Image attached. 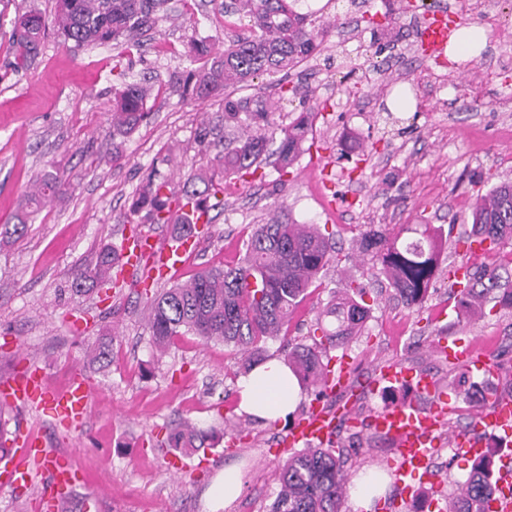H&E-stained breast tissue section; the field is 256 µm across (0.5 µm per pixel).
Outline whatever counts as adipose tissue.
Wrapping results in <instances>:
<instances>
[{
    "label": "adipose tissue",
    "instance_id": "ef3b65f1",
    "mask_svg": "<svg viewBox=\"0 0 512 512\" xmlns=\"http://www.w3.org/2000/svg\"><path fill=\"white\" fill-rule=\"evenodd\" d=\"M298 399L296 378L283 359L273 357L244 378L239 408L258 419L275 421L286 417Z\"/></svg>",
    "mask_w": 512,
    "mask_h": 512
}]
</instances>
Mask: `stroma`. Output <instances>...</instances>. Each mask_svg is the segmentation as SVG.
<instances>
[{
	"label": "stroma",
	"instance_id": "stroma-1",
	"mask_svg": "<svg viewBox=\"0 0 512 512\" xmlns=\"http://www.w3.org/2000/svg\"><path fill=\"white\" fill-rule=\"evenodd\" d=\"M474 0H444L464 26L484 29L488 41L468 70L445 58L437 63L415 46L407 0H298L296 8L326 22L321 51L291 71L289 82L310 100L285 96L277 127L304 106L317 108L314 144L289 174L274 164L255 176L221 179L213 222L193 255L160 287L208 268L235 265L256 225L274 214L332 232L343 260L329 266L322 284L295 312L289 336L309 342L316 318L346 274L362 281L371 314L361 335L330 349L352 365L356 381L381 362L400 361L433 373L446 386L452 428H465L473 410L471 385L482 374L437 358L436 336H460L489 345L501 371L492 391L512 398V309L467 318L451 295L448 265L491 267L493 254H472L464 244L477 196L512 179V32L495 16L474 10ZM33 9L52 17L55 0H0V226L14 223L37 174L63 177L66 192L27 218L24 237L0 243V379L26 365L45 370L66 387L81 373L93 387L91 413L77 429L53 428L48 417L16 408L0 411L8 430L43 434L56 452L71 455L85 480L61 512H212L206 490L225 468L239 467L240 496L223 512H268L279 484L270 454L289 421H261L240 412L244 373L223 343L173 337L157 353L147 326L152 290L125 288L102 298L76 294L78 269L95 265L100 250L119 245L129 229L166 238L130 205L152 170L181 193L187 177L213 173L224 151V104L183 92L195 64L192 42L223 47L247 32V21L225 12L224 0H166L159 25L135 45L86 48L47 33L39 56L22 72L13 67L12 22ZM150 78V119L112 159V98L124 83ZM418 85L419 96L409 92ZM417 224L450 227L429 296L414 311L391 299L386 281L362 266L356 241L369 229L396 234ZM112 331L114 361L90 362L101 329ZM214 431L212 444L176 452L161 441L173 429ZM235 430L236 450L226 448ZM359 433L346 449L349 479L390 473L392 452L379 436L345 425L341 438ZM185 466L171 472L173 459ZM471 459L443 448L435 462L438 488L418 501L441 499L465 480Z\"/></svg>",
	"mask_w": 512,
	"mask_h": 512
}]
</instances>
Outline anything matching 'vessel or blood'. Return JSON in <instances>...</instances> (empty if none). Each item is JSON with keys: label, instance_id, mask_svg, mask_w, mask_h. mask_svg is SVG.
I'll return each instance as SVG.
<instances>
[{"label": "vessel or blood", "instance_id": "vessel-or-blood-1", "mask_svg": "<svg viewBox=\"0 0 512 512\" xmlns=\"http://www.w3.org/2000/svg\"><path fill=\"white\" fill-rule=\"evenodd\" d=\"M459 25V17L454 12L438 9L428 14L416 31L417 42L425 55L439 59L442 46L452 39ZM195 247L191 236L173 237L163 242L143 236L123 239L115 276L128 286L147 287L153 276L178 270ZM434 351L469 370L487 376L497 373L490 355L478 345H464L455 339L441 340L435 343ZM350 376L346 360H331L321 382L323 398L312 401L279 438L274 457H282L295 448L335 445L341 419L349 408L329 405L328 400L352 390ZM382 386L406 387L411 392L409 399L375 410L368 421L370 430L390 442L395 456L392 477L396 493L386 503L388 512H400L402 505L410 502L423 486L436 485L434 464L443 445L476 458L484 455L489 438H497L507 446L512 444L511 398L492 396L489 403L475 413L471 428L455 433L446 443L441 430L447 423L448 398L436 376L390 363L379 367L369 384L373 390ZM92 393L91 385L83 376H74L65 389L59 390L37 369L0 385L1 401L39 409L58 428L78 427L86 422ZM501 460L503 465L495 479L496 494L489 507L491 512H512V455L503 454ZM38 479L43 482L39 503L44 512H57L78 475L72 458L52 453L42 437L20 433L16 447L0 453V487L19 491L31 487Z\"/></svg>", "mask_w": 512, "mask_h": 512}]
</instances>
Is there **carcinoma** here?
<instances>
[{"instance_id":"carcinoma-1","label":"carcinoma","mask_w":512,"mask_h":512,"mask_svg":"<svg viewBox=\"0 0 512 512\" xmlns=\"http://www.w3.org/2000/svg\"><path fill=\"white\" fill-rule=\"evenodd\" d=\"M296 0H235L234 13L249 18L251 33L215 50L194 44L189 53L201 66L189 73L186 90L199 99L224 96V155L218 158L220 175L255 173L270 157L277 168L287 172L301 153L312 131L314 112H301L280 128L274 143V102L263 95L232 97V89L242 88L254 78L273 77L288 72L315 55L322 44L325 27L315 25L309 13L295 8ZM164 0H56L52 21L33 11L18 14L13 31L14 68L25 69L39 55L41 37L53 24L65 40L77 47L95 46L123 39L135 41L145 27H153ZM146 80L124 84L112 101V128L130 136L149 116ZM154 170L132 211H146L153 224H172L174 236L193 233L187 215L173 211L176 197L165 194L167 182L155 180ZM65 184L52 174H44L30 186L26 204L41 205L63 194ZM215 184L197 187L186 180L182 197L208 202ZM470 238L486 244L485 251L500 252L512 246V181L492 187L470 214ZM414 237L402 240L378 230L362 233L359 254L392 287L395 299L413 308L424 299L437 277L442 250V234L422 224L410 228ZM116 260L114 250L105 246L94 267L75 277L79 288L89 282L95 288L108 285ZM335 260L332 237L315 224H290L278 216L256 225L244 244L238 265L203 270L191 280L173 284L157 292L148 307V325L155 346L164 348L175 336L192 334L203 342L221 341L233 347L241 368L250 372L268 357L267 342L288 328L294 310L310 288ZM365 286L353 277L332 296L317 317L326 342L296 343L286 355V364L300 386L322 396L319 382L325 374L323 361L327 346L344 342L364 328L371 306L366 303ZM461 306L471 315L483 313L488 302L512 309V266L493 270L475 268L462 288L455 291ZM328 319L334 328L322 327ZM112 357V337H103L91 358L108 362ZM209 439L203 430L168 434L170 448H202ZM344 445L304 448L288 455L279 465L280 491L270 512H343L347 474ZM491 463H473L465 481L457 483L449 497L448 512H489L493 494Z\"/></svg>"}]
</instances>
